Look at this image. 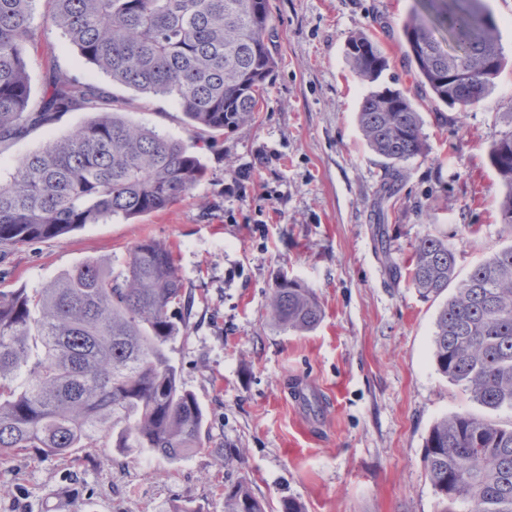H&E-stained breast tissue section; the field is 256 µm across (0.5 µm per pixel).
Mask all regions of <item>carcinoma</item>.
Wrapping results in <instances>:
<instances>
[{
  "instance_id": "carcinoma-1",
  "label": "carcinoma",
  "mask_w": 512,
  "mask_h": 512,
  "mask_svg": "<svg viewBox=\"0 0 512 512\" xmlns=\"http://www.w3.org/2000/svg\"><path fill=\"white\" fill-rule=\"evenodd\" d=\"M36 0H0V145L68 112L94 117L22 159L0 183V252L57 238L87 224L161 210L206 175L197 145L120 115L121 86L173 99L193 133L215 138L255 119L276 67L269 0H45V13L106 83L54 69L32 93ZM403 25L405 58L422 86L446 104L490 93L504 57L483 0H420ZM347 56L374 83L388 62L360 33ZM369 149L394 194L404 165L423 154V118L402 93L366 95L357 113ZM505 193L512 237V131L490 151ZM409 276L441 304L433 335L438 371L482 407L512 410V244L456 280V257L427 233L413 247ZM186 294L173 251L148 240L115 272L86 260L44 288L0 291V449L64 455L75 448L149 452L170 462L203 447L205 413L182 388L166 352L187 328L175 320ZM273 322L309 331L322 312L313 291L287 278L269 303ZM438 512H512V427L470 413L436 422L425 440ZM224 512H265L248 483L224 494Z\"/></svg>"
}]
</instances>
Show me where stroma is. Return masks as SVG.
<instances>
[{
  "label": "stroma",
  "mask_w": 512,
  "mask_h": 512,
  "mask_svg": "<svg viewBox=\"0 0 512 512\" xmlns=\"http://www.w3.org/2000/svg\"><path fill=\"white\" fill-rule=\"evenodd\" d=\"M504 55L488 96L467 108L434 102L404 59L402 26L416 0H270L277 67L255 121L201 148L207 174L165 209L88 224L0 252V290L42 288L85 259L120 268L154 240L174 250L191 300L188 328L168 345L182 387L206 417V448L178 463L148 452L79 448L72 457L0 455V512H170L189 502L224 512V493L247 480L267 512L287 499L303 512H437L425 440L445 416L469 412L507 427L438 372L432 356L439 304L418 294L406 265L432 233L456 253L459 276L512 244L505 188L489 150L512 130V0H484ZM359 33L388 60L380 80L424 119L425 153L395 194L356 115L368 92L347 46ZM96 73L55 28L38 31L35 93L51 66ZM126 119L190 140L177 103L122 90ZM70 112L0 148V181L18 162L90 120ZM321 305L309 332L269 317L281 279ZM319 400L308 409L294 386ZM241 461L225 468L224 449Z\"/></svg>",
  "instance_id": "35a3bbf8"
}]
</instances>
